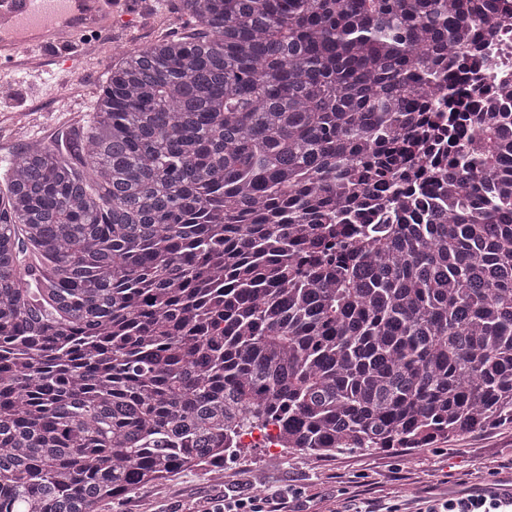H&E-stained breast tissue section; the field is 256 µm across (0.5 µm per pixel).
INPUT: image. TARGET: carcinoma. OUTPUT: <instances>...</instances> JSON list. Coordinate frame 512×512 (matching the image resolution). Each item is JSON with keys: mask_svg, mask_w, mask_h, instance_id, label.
Here are the masks:
<instances>
[{"mask_svg": "<svg viewBox=\"0 0 512 512\" xmlns=\"http://www.w3.org/2000/svg\"><path fill=\"white\" fill-rule=\"evenodd\" d=\"M92 119L0 185V512L233 459L512 422V114L417 127L499 0H170ZM448 189L402 195L388 145ZM448 164L433 161L442 140ZM378 201L413 224H351Z\"/></svg>", "mask_w": 512, "mask_h": 512, "instance_id": "carcinoma-1", "label": "carcinoma"}]
</instances>
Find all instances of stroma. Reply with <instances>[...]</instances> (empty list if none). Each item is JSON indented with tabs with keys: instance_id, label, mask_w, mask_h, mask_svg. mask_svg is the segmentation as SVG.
<instances>
[{
	"instance_id": "1",
	"label": "stroma",
	"mask_w": 512,
	"mask_h": 512,
	"mask_svg": "<svg viewBox=\"0 0 512 512\" xmlns=\"http://www.w3.org/2000/svg\"><path fill=\"white\" fill-rule=\"evenodd\" d=\"M129 18H115L113 47H145L159 36L183 31L187 16L173 12L168 0H135ZM80 58L55 62L33 50L32 60L0 71V84L12 86L0 99V176L6 161L24 143H49L65 129L85 125L96 95L115 60L111 52L93 53L81 44ZM236 460L176 472L167 481L142 486L122 502H108L100 512H194L206 499L240 487L254 494L305 488L322 495L346 491L366 499H405L413 495L457 497L487 483L512 489V423L438 440L426 448L346 450L331 456L291 453L271 444L260 432L248 438Z\"/></svg>"
}]
</instances>
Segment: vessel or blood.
<instances>
[{"mask_svg": "<svg viewBox=\"0 0 512 512\" xmlns=\"http://www.w3.org/2000/svg\"><path fill=\"white\" fill-rule=\"evenodd\" d=\"M127 0H0V69L17 68L21 52L63 45L80 32L107 33Z\"/></svg>", "mask_w": 512, "mask_h": 512, "instance_id": "b4317fda", "label": "vessel or blood"}]
</instances>
